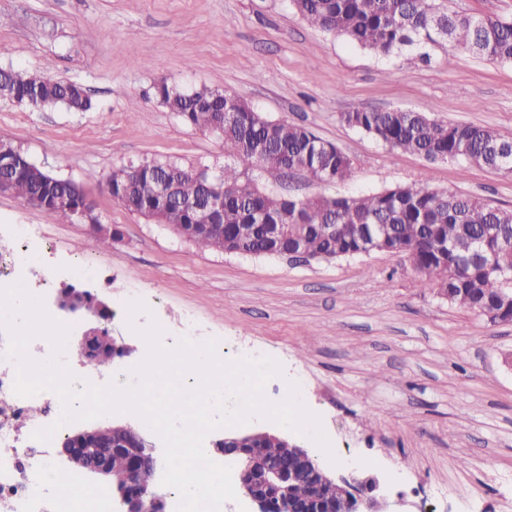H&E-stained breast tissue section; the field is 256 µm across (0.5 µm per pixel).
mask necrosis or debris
<instances>
[{"mask_svg": "<svg viewBox=\"0 0 512 512\" xmlns=\"http://www.w3.org/2000/svg\"><path fill=\"white\" fill-rule=\"evenodd\" d=\"M31 228L14 224L9 235L14 243L11 251L0 252V287L22 282L34 273L50 279V272L42 271L36 253L28 247ZM9 338L0 334V512H113L109 490L87 483L82 472L60 471L50 460L33 433L35 430L57 426L58 436H65L66 428L58 427L62 414L59 397L50 391L23 397L16 394L14 383L17 362L8 358ZM42 405L43 417L30 418L32 406ZM29 417L31 434L23 438L14 422ZM63 475L68 493L56 487V475Z\"/></svg>", "mask_w": 512, "mask_h": 512, "instance_id": "4bbe7bcc", "label": "necrosis or debris"}]
</instances>
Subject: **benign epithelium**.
<instances>
[{
	"label": "benign epithelium",
	"instance_id": "benign-epithelium-1",
	"mask_svg": "<svg viewBox=\"0 0 512 512\" xmlns=\"http://www.w3.org/2000/svg\"><path fill=\"white\" fill-rule=\"evenodd\" d=\"M56 307L71 314L86 312L96 319L98 326L77 344L81 357L95 359L108 352L116 360L128 355L127 347L108 327L111 309L94 295L69 288L61 292ZM256 440L278 443L288 450V456L269 457L264 448L254 444ZM213 447L236 468L242 487L237 512H389L377 480L331 473L307 449L279 432L225 429ZM115 452L123 453L130 464L121 483L112 473ZM55 453L71 468L112 486L114 512H152L154 503L166 499L162 487L154 484L143 489L135 482L140 467L148 464L158 468L161 459L149 437L132 426L101 423L79 430L65 437Z\"/></svg>",
	"mask_w": 512,
	"mask_h": 512
}]
</instances>
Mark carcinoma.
Wrapping results in <instances>:
<instances>
[{
    "instance_id": "carcinoma-1",
    "label": "carcinoma",
    "mask_w": 512,
    "mask_h": 512,
    "mask_svg": "<svg viewBox=\"0 0 512 512\" xmlns=\"http://www.w3.org/2000/svg\"><path fill=\"white\" fill-rule=\"evenodd\" d=\"M309 24L337 34L375 54L415 52L426 62L430 50L448 42L454 48L492 62H512V18L476 16L452 9L449 0H290ZM155 95L182 122L204 133L224 113V164L215 184L224 198V216L210 209L193 170L175 162L144 158L132 170L106 178L112 198L131 213L152 210L179 224L208 231L192 239L200 249L225 251L239 246L252 256H281L297 247L309 259L333 260L364 254L369 246L403 257L422 287L447 296L483 317L503 309V274L512 272V210L480 198L437 190L423 183L397 185L350 196L296 198L260 188L249 167L302 171L317 183L349 180L354 161L336 145L302 125L273 121L245 101L209 87L183 92L165 83ZM0 96L34 110L63 106L72 112L93 107L85 87L12 67L0 68ZM341 121L382 144L430 162L455 161L501 171L502 155L512 142L472 124H446L425 112L356 109ZM21 170L11 191L23 207L36 197L65 223L77 222L82 200L53 205L65 187L32 171L21 151ZM179 171L174 197L165 200L157 184Z\"/></svg>"
}]
</instances>
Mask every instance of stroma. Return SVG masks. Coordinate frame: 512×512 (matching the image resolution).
Masks as SVG:
<instances>
[{
    "instance_id": "1",
    "label": "stroma",
    "mask_w": 512,
    "mask_h": 512,
    "mask_svg": "<svg viewBox=\"0 0 512 512\" xmlns=\"http://www.w3.org/2000/svg\"><path fill=\"white\" fill-rule=\"evenodd\" d=\"M0 65L82 83L94 106L33 110L0 100V138L50 174L81 185L119 236L64 223L0 193V225H30V249L53 281L32 280L44 305L66 288L89 290L112 311L130 348L120 376L145 356L139 328L164 341H215L276 359L264 387L278 401L298 384L330 451L297 441L322 465L356 461L378 476L393 512H512V323L493 324L422 288L402 257L336 260L227 255L113 200L105 179L143 158L216 171L223 141L181 122L154 94L164 81L228 92L270 119L298 124L355 162L351 178L321 185L306 174L254 169L285 196L349 195L422 180L512 209V176L431 163L345 125L355 109L429 113L512 140V63L436 47L428 62L383 58L308 25L288 0H0ZM89 279L70 276L72 265ZM135 297L145 311L130 314Z\"/></svg>"
}]
</instances>
